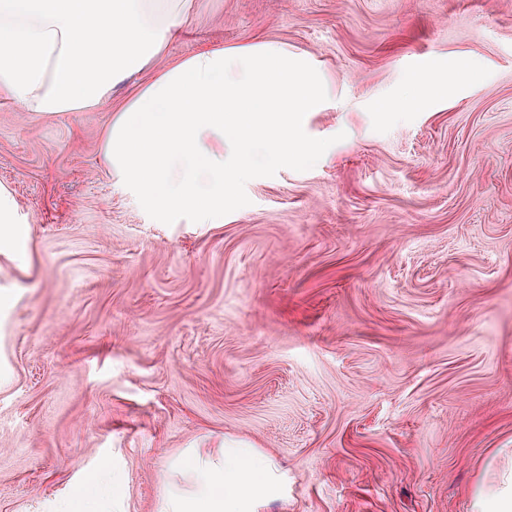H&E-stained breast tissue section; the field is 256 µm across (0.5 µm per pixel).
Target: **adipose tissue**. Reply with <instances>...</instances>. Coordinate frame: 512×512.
<instances>
[{"label": "adipose tissue", "instance_id": "adipose-tissue-1", "mask_svg": "<svg viewBox=\"0 0 512 512\" xmlns=\"http://www.w3.org/2000/svg\"><path fill=\"white\" fill-rule=\"evenodd\" d=\"M180 0H0V96L38 115L84 112L113 85L141 71L176 35ZM321 100L316 83L281 50L223 49L190 55L160 72L112 112L102 152L109 175L149 203L189 209L201 221L223 211L250 167L251 147L269 143L267 162L311 156L295 134L300 113ZM239 148L224 167V142ZM175 479L159 512H261L281 497L287 475L272 456L242 441L195 449L172 464ZM472 512H512V468L479 485Z\"/></svg>", "mask_w": 512, "mask_h": 512}]
</instances>
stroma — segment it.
<instances>
[{"instance_id": "stroma-1", "label": "stroma", "mask_w": 512, "mask_h": 512, "mask_svg": "<svg viewBox=\"0 0 512 512\" xmlns=\"http://www.w3.org/2000/svg\"><path fill=\"white\" fill-rule=\"evenodd\" d=\"M271 45L319 81L257 142L224 219L111 180L113 106L174 60ZM444 79L447 95L430 98ZM0 512H57L109 462L158 512L172 461L241 440L289 477L262 512H471L512 449V0H185L110 104L0 97ZM12 200L7 190L0 187V253L11 251L18 237L15 229Z\"/></svg>"}]
</instances>
